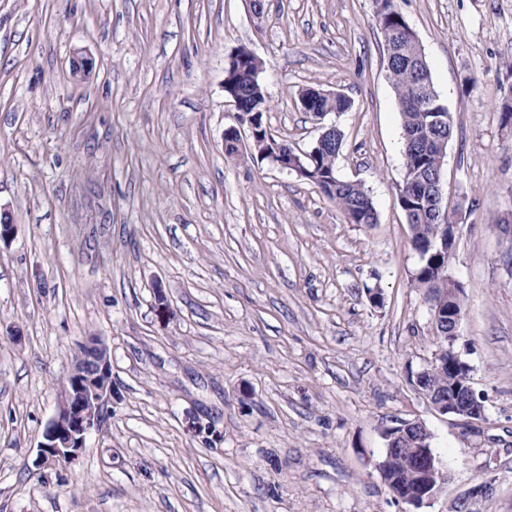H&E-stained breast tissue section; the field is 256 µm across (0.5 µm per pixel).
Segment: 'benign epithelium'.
<instances>
[{
  "instance_id": "benign-epithelium-1",
  "label": "benign epithelium",
  "mask_w": 512,
  "mask_h": 512,
  "mask_svg": "<svg viewBox=\"0 0 512 512\" xmlns=\"http://www.w3.org/2000/svg\"><path fill=\"white\" fill-rule=\"evenodd\" d=\"M257 160L305 176L313 158L310 151L302 155L293 152L286 160L279 152L266 150L258 152ZM432 184L435 217L443 224L450 223L447 208L443 206L442 170L436 171ZM463 292L464 287L459 282L448 278V300L440 301L431 313L436 336L448 342L439 353L441 366L448 370V394L428 388L419 375L414 384L439 413L454 416L472 426L483 422L485 413L483 403L471 385V367L454 348L464 317V306L460 303ZM110 399L112 373L108 349L100 337L89 336L82 343V352L63 385L56 411L44 428L35 461L37 469L75 462L85 448L88 435L101 425ZM382 436L386 458L377 464L379 472H384L395 457L406 460L415 473L416 486L400 500L415 509L430 504L442 486L439 479L442 461L429 446L431 431L420 421L405 420L385 427ZM492 492L493 482L482 481L459 502V510L476 512L475 505Z\"/></svg>"
}]
</instances>
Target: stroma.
I'll use <instances>...</instances> for the list:
<instances>
[{"mask_svg":"<svg viewBox=\"0 0 512 512\" xmlns=\"http://www.w3.org/2000/svg\"><path fill=\"white\" fill-rule=\"evenodd\" d=\"M398 5L454 127L457 349L485 421L414 385L440 343L397 202L401 115L373 0H264L259 15L250 0H0V208L17 226L0 243V512H405L376 468L397 419L423 422L450 472L426 512L488 477L480 512H512V0ZM241 47L263 63L274 137L305 153L336 126L338 173L376 223L225 157ZM305 87L351 106L316 117ZM91 335L112 368L105 417L74 464L37 471Z\"/></svg>","mask_w":512,"mask_h":512,"instance_id":"obj_1","label":"stroma"}]
</instances>
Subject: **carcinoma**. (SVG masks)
Returning <instances> with one entry per match:
<instances>
[{
	"label": "carcinoma",
	"instance_id": "carcinoma-1",
	"mask_svg": "<svg viewBox=\"0 0 512 512\" xmlns=\"http://www.w3.org/2000/svg\"><path fill=\"white\" fill-rule=\"evenodd\" d=\"M374 20L381 32L393 35L394 54L387 71L399 104L403 135L411 137V143L403 144V174L414 181L413 185L400 188V193L411 215V246L419 255L414 282L433 303L440 299V274L448 271L452 254L440 246L442 238L448 237L450 227L434 219L430 182L439 159L438 143L454 128H440L431 122L430 108L440 100L419 42L401 32L406 19L395 0H378ZM233 57V62L225 65L224 75L227 83H238L244 92L241 108L256 124L259 147L276 145L284 153L290 151L288 144L276 140L263 121V113L267 111L261 79L263 69L244 47L237 49ZM311 106L319 112H342L349 108L350 100L343 95L334 99L324 97L312 100ZM342 144L343 136L338 131L330 137L328 147L319 152L317 172L323 179L316 186L336 202L350 223L373 224L377 215L370 195L361 184L344 180L337 173L336 159ZM387 478L397 491L406 493L414 489L410 468L399 460L391 464Z\"/></svg>",
	"mask_w": 512,
	"mask_h": 512
}]
</instances>
